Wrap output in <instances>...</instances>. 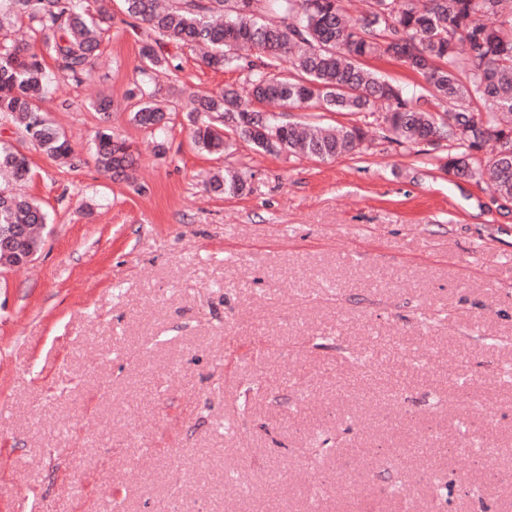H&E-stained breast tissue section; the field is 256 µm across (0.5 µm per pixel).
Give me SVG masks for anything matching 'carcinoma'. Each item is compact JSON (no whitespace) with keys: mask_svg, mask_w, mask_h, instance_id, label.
I'll return each instance as SVG.
<instances>
[{"mask_svg":"<svg viewBox=\"0 0 512 512\" xmlns=\"http://www.w3.org/2000/svg\"><path fill=\"white\" fill-rule=\"evenodd\" d=\"M123 11L145 26L138 72L152 80L179 69L166 51L206 49L202 61L214 70L250 73L251 99L232 87L195 95L186 103L195 145L221 153L239 139L266 153L288 152L321 160L350 155L364 139L357 125L300 126L285 119L296 109L369 114L378 102L386 138L419 144L436 135L456 150L447 167L477 176L500 199L512 200V0H367L359 19L347 0H122ZM23 21L57 64L62 77L81 83L91 76L101 34L112 24L108 0H0V120L48 157L72 167L65 134L43 107L58 77L31 44L11 39ZM389 58L425 81L409 96L381 79L368 63ZM288 63L282 69V63ZM131 120L160 135L171 109L158 103L146 83L129 91ZM275 101L283 112L263 115L256 105ZM102 125L94 135L96 166L114 180L129 177L137 159L132 145L107 125L112 99L92 102ZM492 143L494 154L475 170L469 159ZM28 157L0 141V179L23 181ZM213 191L237 195L241 173L226 169L210 180ZM49 213L30 197L0 188V266L25 262L41 245Z\"/></svg>","mask_w":512,"mask_h":512,"instance_id":"obj_1","label":"carcinoma"}]
</instances>
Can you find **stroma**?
Wrapping results in <instances>:
<instances>
[{"instance_id":"1","label":"stroma","mask_w":512,"mask_h":512,"mask_svg":"<svg viewBox=\"0 0 512 512\" xmlns=\"http://www.w3.org/2000/svg\"><path fill=\"white\" fill-rule=\"evenodd\" d=\"M112 14L90 80L45 104L82 164L22 147L51 222L0 272V512H512L485 458L512 464V203L377 114L294 113L367 125L334 160L207 154L181 106L139 128L147 32ZM174 55L158 100L246 85ZM98 95L134 182L91 158ZM227 167L242 194L210 191ZM128 97L134 101L131 120L140 128L163 135L171 120V109L158 103L155 93L143 81L134 84Z\"/></svg>"}]
</instances>
